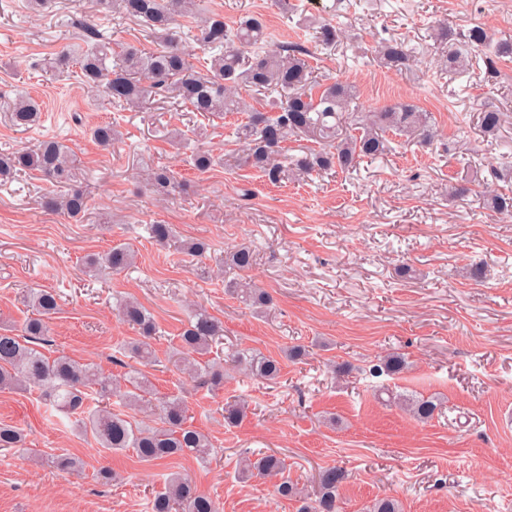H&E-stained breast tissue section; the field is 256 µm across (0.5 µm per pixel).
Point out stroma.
<instances>
[{"label": "stroma", "mask_w": 512, "mask_h": 512, "mask_svg": "<svg viewBox=\"0 0 512 512\" xmlns=\"http://www.w3.org/2000/svg\"><path fill=\"white\" fill-rule=\"evenodd\" d=\"M281 13L275 0H197L196 8L235 25L262 16L269 45L298 43L314 52L313 77L354 85L364 111L407 101L429 112L433 144L394 138L356 170L329 171L303 183L273 185L239 166L229 137L237 115L204 120L170 94L135 112L93 95L76 78L75 61L89 44L80 22L108 37L113 50L152 49L155 39L134 18L95 11L91 0H0V98H36L38 126L22 129L0 112V150L35 147L53 138L72 149L78 187L90 209L75 221L46 210L51 184L24 175L0 186V327L22 333L32 317L31 289H53L58 310L48 321L44 352L94 363L114 377L128 370L124 346L135 331L118 321L127 299L153 316L157 361L144 373L159 394L185 400L192 424L215 447L208 460L162 464L135 453H104L70 422L50 417L37 390H0V424L18 428L24 451L0 462V512H151L167 474H188L220 512H297L300 501L275 493L271 479L242 478V454L274 453L305 495L317 491L319 470L338 466L346 480L340 512H370L382 497L403 512H512V215L484 204L487 185L512 191V58L494 47L512 41V0H294ZM339 19L344 38L316 46L312 22ZM480 26L489 44L471 50L470 66L449 72L448 41ZM403 42L413 60L403 69L376 57L381 41ZM495 61L494 82L485 64ZM501 111L496 134L480 125L487 105ZM117 121L110 149L92 127ZM206 124L207 136L179 145L168 132ZM197 151L215 159L201 172ZM171 166L177 184L160 196L141 171ZM467 183L470 192L453 195ZM173 225L181 241L207 243L205 261L151 239L152 224ZM126 243L134 267L120 273L82 271L90 253ZM255 252L249 276L266 291L267 310L253 311L228 294L216 259L237 244ZM222 322L213 357L224 373L217 390L168 362L197 306ZM303 356L286 358L292 347ZM281 360L279 380L244 376L228 350ZM404 354L406 370L369 377L376 356ZM350 371L336 377L332 367ZM437 400L419 421L385 406L381 388ZM249 409L236 426L224 423L225 402ZM81 461L77 471L52 464L58 455ZM110 467L116 481L98 477Z\"/></svg>", "instance_id": "obj_1"}]
</instances>
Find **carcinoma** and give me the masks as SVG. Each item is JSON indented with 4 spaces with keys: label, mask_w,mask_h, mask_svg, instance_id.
<instances>
[{
    "label": "carcinoma",
    "mask_w": 512,
    "mask_h": 512,
    "mask_svg": "<svg viewBox=\"0 0 512 512\" xmlns=\"http://www.w3.org/2000/svg\"><path fill=\"white\" fill-rule=\"evenodd\" d=\"M101 10L136 18L157 38V46L141 53L128 48L118 55L102 41L99 33L84 27L94 40L90 51L77 60L83 83L112 101L139 108L150 95L173 92L191 111L220 118L228 113L247 112L244 120L233 124L234 142L242 146L240 163L262 172L272 184L300 179L312 174L339 169H356L364 157L385 151L388 135L416 136L423 143L434 138L428 113L415 105L400 102L377 112L360 108L359 94L349 84H320L311 80L313 66L309 51L300 47H279L260 50L264 38V21L259 16H245L236 28L224 25V17L195 15V0H96ZM194 16V25L179 34L174 30L176 18ZM319 39L325 46L335 44L343 35L339 24L326 21L319 26ZM198 45L209 58L203 60L187 52L186 45ZM252 49L245 55L244 49ZM380 59L386 66L402 68L409 64L410 54L403 42L391 39L382 42ZM250 88L277 93L271 111L250 110L242 104L241 91ZM12 124L30 128L41 122L39 104L31 97L3 102ZM501 112L486 107L481 116L485 132L497 131ZM117 131L112 124H102L93 131L96 143L112 146ZM305 138L318 144L304 155H287L288 142ZM74 162L67 148L55 139H45L35 148H17L0 152V180L39 172L64 188L60 195L44 197L47 209L78 220L89 210V195L71 186ZM147 183L164 191L176 182V173L167 166L148 169ZM487 206L500 213L512 212V195L492 191L485 195ZM150 237L161 245L173 241L174 229L169 224L149 226ZM106 262L114 271L130 268L135 254L129 246L116 244L104 257L89 256L87 270ZM255 262L252 249L239 245L224 255V265L245 273ZM231 287L240 297L255 305H264L268 295L247 282H233ZM31 306L39 317L24 327V335L0 332V388L37 387L51 407L72 419L81 432L90 436L97 447L107 451L133 450L146 462H161L174 457L191 456L209 459L211 443L202 431L189 424L187 408L178 397L158 396L157 424L140 428L126 414L112 409V397L131 408L144 401L150 385L141 370L129 371L124 389L92 363H80L67 356L54 358L41 352L37 344L48 335L45 319L58 309L57 295L46 289L30 294ZM120 320L140 333V339L127 347L128 354L141 366L157 361L151 340L155 324L146 309L134 300L119 305ZM224 329L215 317L200 309L194 313L180 336L177 370L201 383L214 386L223 383L222 374L207 359L213 344ZM246 371L269 381L281 377L282 367L274 358L237 357ZM406 368L403 356L389 354L372 361L369 372L378 377L396 374ZM437 405L431 400L412 402L410 411L419 420L433 417ZM21 433L13 426H0V449L20 450ZM243 473L278 476L285 464L276 454H263L242 461ZM346 479L345 471L336 466L324 468L318 476V495L312 502H302L298 512H338V491ZM152 512H217L211 497L199 490L189 477L170 473L164 491L153 498Z\"/></svg>",
    "instance_id": "carcinoma-1"
}]
</instances>
